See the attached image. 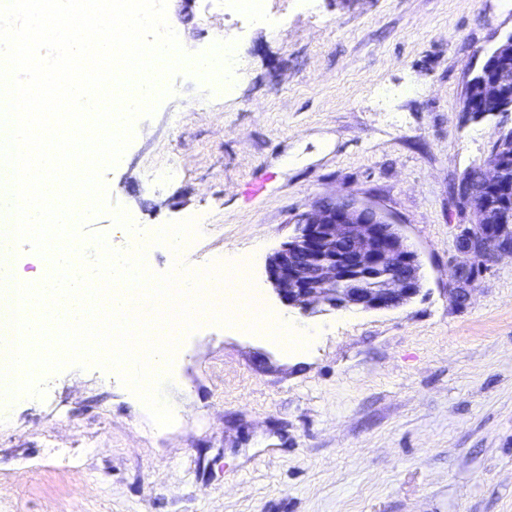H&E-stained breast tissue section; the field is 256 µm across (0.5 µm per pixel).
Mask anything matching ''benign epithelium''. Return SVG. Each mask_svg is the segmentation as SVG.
I'll use <instances>...</instances> for the list:
<instances>
[{
	"label": "benign epithelium",
	"mask_w": 512,
	"mask_h": 512,
	"mask_svg": "<svg viewBox=\"0 0 512 512\" xmlns=\"http://www.w3.org/2000/svg\"><path fill=\"white\" fill-rule=\"evenodd\" d=\"M512 58V35L481 69L466 112L478 116L512 112V68L496 67L494 58ZM498 161L464 174L456 186L459 201L473 214L458 237L459 257L451 262L455 302L467 303L475 290L479 260L512 254V234L493 232L504 223L498 197L512 194V138H500ZM297 232L267 261L268 278L281 299L306 313L318 307L364 311L399 308L422 289L419 254L406 243L402 226L380 208L353 197L315 202L296 221ZM378 279L376 287L358 273Z\"/></svg>",
	"instance_id": "7a95c632"
}]
</instances>
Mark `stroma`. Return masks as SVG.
I'll return each instance as SVG.
<instances>
[{
  "label": "stroma",
  "instance_id": "stroma-1",
  "mask_svg": "<svg viewBox=\"0 0 512 512\" xmlns=\"http://www.w3.org/2000/svg\"><path fill=\"white\" fill-rule=\"evenodd\" d=\"M263 4L256 25L168 0L189 55L223 29L244 74L229 96L171 78L103 179L144 236L207 213L183 263L235 256L267 311L317 342L201 319L173 355L165 427L117 370L43 375L44 399L0 414V512H512V256L465 305L449 291L471 221L454 189L512 127L464 110L512 0ZM347 195L402 225L423 288L394 310L301 313L267 260L310 205Z\"/></svg>",
  "mask_w": 512,
  "mask_h": 512
}]
</instances>
